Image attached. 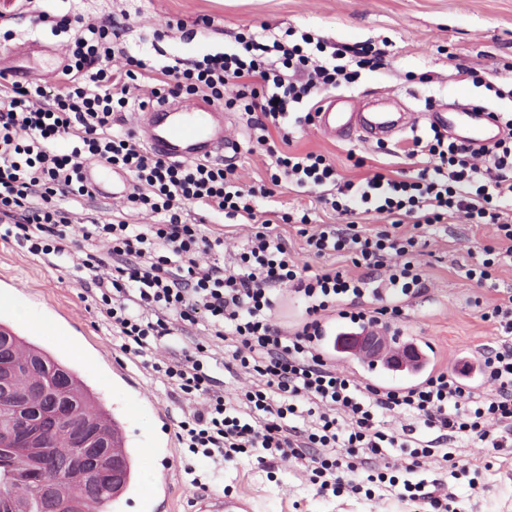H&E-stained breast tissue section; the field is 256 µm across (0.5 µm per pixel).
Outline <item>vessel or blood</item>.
I'll use <instances>...</instances> for the list:
<instances>
[{"label":"vessel or blood","mask_w":512,"mask_h":512,"mask_svg":"<svg viewBox=\"0 0 512 512\" xmlns=\"http://www.w3.org/2000/svg\"><path fill=\"white\" fill-rule=\"evenodd\" d=\"M207 113L208 123H200L199 113ZM318 129L336 139H358L364 142L390 140L410 127L403 113L366 112L354 106L352 98L329 96L323 99L315 114ZM432 124L442 133L479 152L490 148L505 134L504 127L490 112L433 113ZM138 131L145 144L156 155L175 162L204 161L236 151L237 145L224 133V114L201 101L193 107L167 101L138 115ZM152 402L143 386H136L131 401L121 410L123 423H131L139 409L151 407ZM138 456L150 455L160 463H168L173 450L168 438L157 435L141 442ZM170 479L167 472H157L150 492L134 488L128 502L138 504L141 512H154L158 500L168 498ZM191 512H255L253 501L243 495L191 493Z\"/></svg>","instance_id":"obj_1"}]
</instances>
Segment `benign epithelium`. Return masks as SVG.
<instances>
[{"mask_svg": "<svg viewBox=\"0 0 512 512\" xmlns=\"http://www.w3.org/2000/svg\"><path fill=\"white\" fill-rule=\"evenodd\" d=\"M348 350L354 355L388 360L401 369L414 361L411 352H397L388 337L378 331L352 338ZM0 387L10 395L9 402L0 401V463L21 459L26 472L39 482L51 512H78L75 485L90 493L106 477L114 483L121 480L122 468L116 461L106 464L91 454L77 464L49 445L48 433L59 423L51 402L53 392L32 373L17 383L15 357L6 346L0 347ZM71 436L84 448L99 438L88 418L76 421Z\"/></svg>", "mask_w": 512, "mask_h": 512, "instance_id": "1", "label": "benign epithelium"}]
</instances>
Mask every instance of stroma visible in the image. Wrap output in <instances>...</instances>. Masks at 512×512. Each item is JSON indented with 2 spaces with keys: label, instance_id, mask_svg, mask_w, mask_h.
Listing matches in <instances>:
<instances>
[{
  "label": "stroma",
  "instance_id": "obj_1",
  "mask_svg": "<svg viewBox=\"0 0 512 512\" xmlns=\"http://www.w3.org/2000/svg\"><path fill=\"white\" fill-rule=\"evenodd\" d=\"M45 11L56 16L81 15L87 22H107L120 29L122 55L112 62L125 71L127 57L159 67L176 59L194 60L235 46V37L251 32L268 39L286 29H308L332 42L371 43L387 51L383 66L363 71L353 92L357 102L401 101L421 119L412 133L386 144L325 137L316 125L295 133L293 147L325 155L347 179L381 172L404 179L415 175L418 159L408 154L412 135L428 133L427 102L484 103L498 112H512V97L497 98L486 82L512 88V0H0V26L14 37L0 40V72L23 74L27 81L55 83L67 51V35L43 29L32 32L31 19ZM310 210L314 223L343 224L325 208L317 192L281 186L265 200L267 219L277 223L300 264L311 269L332 266L347 276H359L351 262L309 254L296 228L283 224V213ZM121 218L131 224L151 223V216L129 208L125 194L95 195L73 208V222H105ZM493 224H469L454 216L428 231H419L416 259L425 291L407 299L405 316L390 323L394 336L416 337L429 347L431 361L459 368L478 351L500 344L493 322L483 320L496 294L479 288L464 276L484 246L499 245ZM83 286L66 269L52 268L31 256L15 240L0 239V295H16L28 318L6 316L18 330L29 317L52 324L39 342L62 355L99 393L104 409L127 401L124 390L113 387L112 374L91 367L87 356L103 350L112 362L126 366L142 381L148 395L176 427L199 404L154 379L149 369L120 354L109 329L101 322L93 299L83 298ZM457 454L482 467L477 486L467 478H453L435 460L424 463L419 476L432 482L436 494H455L469 512H512V447L493 450L481 443H459ZM173 495L157 512H187V496L194 482L212 493L231 489L256 501L257 512H416L413 503L386 494L366 498H321L308 487L301 465L278 462L268 468L244 457L224 466H207L175 453L171 466Z\"/></svg>",
  "mask_w": 512,
  "mask_h": 512
}]
</instances>
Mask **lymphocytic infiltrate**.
Listing matches in <instances>:
<instances>
[{"label": "lymphocytic infiltrate", "mask_w": 512, "mask_h": 512, "mask_svg": "<svg viewBox=\"0 0 512 512\" xmlns=\"http://www.w3.org/2000/svg\"><path fill=\"white\" fill-rule=\"evenodd\" d=\"M114 53L110 26L82 25L57 85L0 83V238L17 239L51 267L65 264L76 241L107 242V254L86 252L73 273L94 284L97 312L122 354L181 393L205 399L202 411L178 424L175 436L185 453L215 462L244 455L262 464L301 461L321 496L369 495L378 488L424 512H465L453 495L435 496L418 473L428 458L445 462L452 474L469 473L470 462L448 450L451 442L505 447L504 435L512 431V290L483 314L507 340L474 364V386L458 372L432 367L412 384L383 388L337 373L325 358L324 329L332 316L346 335L402 318L404 300L422 284L412 259L414 233L454 212L474 224L497 225L506 241L503 250L483 247L481 260L466 271L478 286L492 282L503 257H512V113H498L507 133L484 153L436 131L413 140V154L428 158L413 180L378 172L354 182L342 179L324 155L280 146L313 123L308 104L382 66V49L330 44L308 31L270 45L248 34L231 51L161 67L153 91L159 103L185 93L220 104L225 87L237 86L236 98L250 115L249 144L273 160L269 184L246 189L236 184L233 166L172 162L115 128L116 114L129 104L128 82L144 63L128 58L118 77L110 66ZM90 157L129 175L132 209L157 216V223L94 221L74 228L68 205L92 194L83 175ZM284 182L321 191L322 201L347 217L345 228L324 224L313 233L308 210L282 220L297 227L312 255L350 259L362 271L359 278L336 269L311 272L269 222H257L260 200ZM189 207L240 216L257 227L230 263L204 264L201 256L223 247L224 234L187 223ZM372 211L386 215L389 227L359 229L355 215ZM408 218L410 234L401 230ZM384 268L388 289L382 293L370 282ZM288 286L305 312L285 331L273 316L277 291ZM199 327L223 343L228 370L254 377L250 389L228 396L213 389L220 362L211 345L153 361L158 343L180 346L182 333ZM390 415L405 418L406 426L384 427ZM397 451L409 460L393 475L385 460Z\"/></svg>", "instance_id": "1"}]
</instances>
